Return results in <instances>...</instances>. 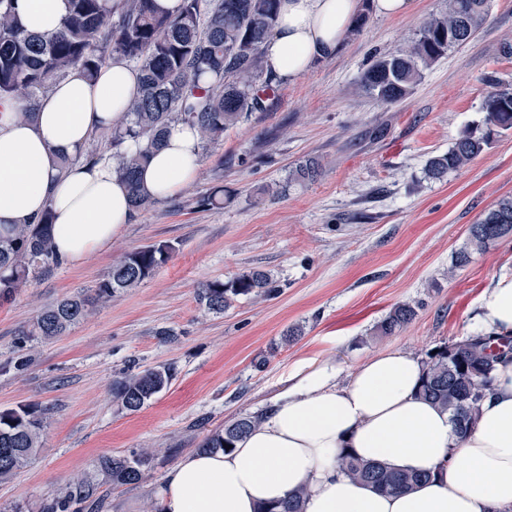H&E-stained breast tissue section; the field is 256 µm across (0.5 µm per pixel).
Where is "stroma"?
<instances>
[{"mask_svg": "<svg viewBox=\"0 0 512 512\" xmlns=\"http://www.w3.org/2000/svg\"><path fill=\"white\" fill-rule=\"evenodd\" d=\"M445 0H414L410 14L369 16L334 57L280 84L261 111L202 155L195 181L139 212L110 244L82 261L41 271L0 302V408H47L43 447L0 481V512L40 504L93 472L103 456L154 450L135 485L112 490L108 512H147L181 457L224 424L261 413L303 364L342 372L387 351L427 360L436 346L476 331L489 290L512 277V237L452 262L468 228L512 197V130L474 162L440 180L427 160L473 122L493 84L512 87V0H490L489 22L430 68L405 98L380 104L357 83L373 55L413 40ZM311 182L293 180L307 158ZM223 186L224 205L199 200ZM168 242L169 260L139 287L99 306L68 333L25 342L19 329L47 305L94 286L127 253ZM269 272L266 297H238L216 314L204 284ZM422 307L403 329L373 335L397 304ZM169 366L170 387L140 411L112 397L129 370Z\"/></svg>", "mask_w": 512, "mask_h": 512, "instance_id": "1", "label": "stroma"}]
</instances>
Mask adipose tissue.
Masks as SVG:
<instances>
[{"label":"adipose tissue","mask_w":512,"mask_h":512,"mask_svg":"<svg viewBox=\"0 0 512 512\" xmlns=\"http://www.w3.org/2000/svg\"><path fill=\"white\" fill-rule=\"evenodd\" d=\"M29 31L60 28L68 0H14ZM361 0H282L266 45V68L292 81L335 55ZM139 87V73L116 60L90 79L69 72L38 103L33 120L19 101H0V227L53 213L60 258L78 262L120 235L136 214L110 159L77 156L94 131L113 125ZM72 158L61 168V158ZM201 167L195 127L176 123L140 174L151 201L192 184ZM485 331L512 329V279L491 288ZM421 363L388 351L341 374L335 363L301 367L294 382L229 452H192L164 476L156 512H257L306 487L304 512H512V362L498 364L475 427L458 438L448 412L418 395ZM347 450L400 470L429 473L400 494H379L337 473Z\"/></svg>","instance_id":"1"}]
</instances>
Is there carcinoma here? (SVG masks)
<instances>
[{
  "mask_svg": "<svg viewBox=\"0 0 512 512\" xmlns=\"http://www.w3.org/2000/svg\"><path fill=\"white\" fill-rule=\"evenodd\" d=\"M280 0H182L173 15L159 10L155 0H70L69 15L50 35L27 32L13 0H0V100L23 99L18 113L29 119L34 107L52 86L74 69L94 78L101 68L122 58L141 75L139 95L114 126L100 130L104 149L111 152L115 170L126 182L135 209L153 205L140 190L138 170L145 165L174 122L198 128L202 147L223 138L224 132L262 108L263 95L276 88L264 64V48L273 34ZM489 18V0H448L447 10L423 22L411 44L389 54L373 56L361 72L359 87L383 104H393L418 84L422 69L465 44ZM482 119L467 128L448 149L427 161L426 174L440 179L479 157L494 136L512 130V87H496L481 107ZM137 149H127L128 143ZM102 149V150H104ZM102 150L92 148L78 158L94 163ZM321 164L306 160L296 168L298 178L313 181ZM512 234V197L501 199L469 228L470 246L482 249ZM174 247L153 243L126 254L96 287L65 297L41 310L19 330L24 340L49 341L84 320L112 296L150 278L167 262ZM54 251L50 214L33 224L0 229V298L8 300L30 275L59 264ZM272 288L262 270L245 272L202 288L208 310L222 313L239 296H261ZM420 304L395 306L377 325L388 335L408 325ZM512 359V332H474L440 346L423 366L419 396L448 410L456 434L463 438L475 426L482 401L492 391L496 365ZM173 379L166 366L129 374L114 384L122 410L139 411L167 389ZM258 416L236 419L213 432L202 451L223 449L240 440ZM45 410L22 404L0 408V478L26 467L42 447ZM148 450L131 456L99 458L94 475L66 487L64 494L46 500L40 512H105L110 487L138 483L152 466ZM336 465L347 477L378 493H403L428 480L427 473L394 470L380 462L364 461L344 450ZM305 490H297L260 512H304Z\"/></svg>",
  "mask_w": 512,
  "mask_h": 512,
  "instance_id": "cac0c4a2",
  "label": "carcinoma"
}]
</instances>
